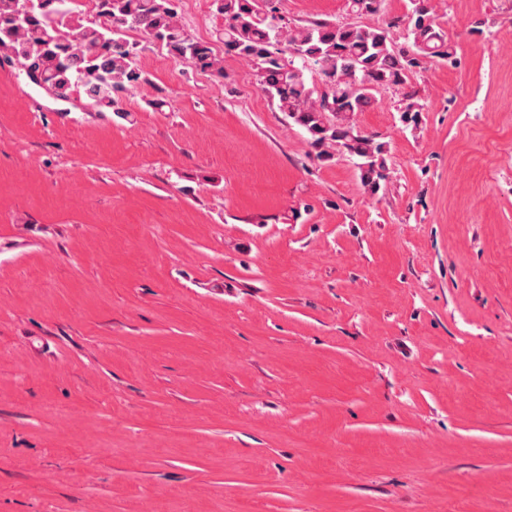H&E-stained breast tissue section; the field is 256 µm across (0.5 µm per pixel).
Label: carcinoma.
<instances>
[{
    "label": "carcinoma",
    "instance_id": "obj_1",
    "mask_svg": "<svg viewBox=\"0 0 512 512\" xmlns=\"http://www.w3.org/2000/svg\"><path fill=\"white\" fill-rule=\"evenodd\" d=\"M383 0H346L360 18L377 14ZM0 0V60L16 61L26 78H40L66 98L74 90L97 107L123 116L122 94L149 83L139 66L142 53L158 46L173 57L224 77L222 60L209 42L192 38L182 24L177 0H98L89 17L74 0ZM224 19L219 38L224 53L248 63L258 89L294 124L304 128L318 160L337 149L356 159L364 191L385 192L386 148L363 134L353 117L384 87L405 85L439 58L456 63L454 44L436 22L432 0H409L405 42L380 23L284 20L280 0H211ZM144 36L131 41L127 32ZM317 73L321 84L309 79ZM424 106L411 92L399 107L403 128H419Z\"/></svg>",
    "mask_w": 512,
    "mask_h": 512
}]
</instances>
